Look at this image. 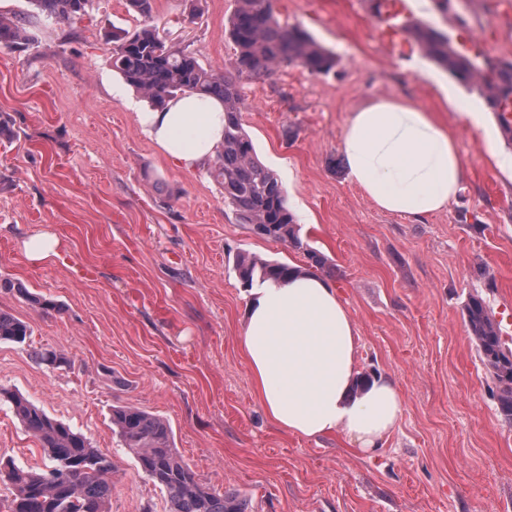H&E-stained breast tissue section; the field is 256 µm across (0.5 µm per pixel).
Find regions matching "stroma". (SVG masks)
<instances>
[{
    "label": "stroma",
    "instance_id": "stroma-1",
    "mask_svg": "<svg viewBox=\"0 0 512 512\" xmlns=\"http://www.w3.org/2000/svg\"><path fill=\"white\" fill-rule=\"evenodd\" d=\"M368 0H274L283 25L311 34L338 60L319 74L281 65L241 79L244 130L287 192L301 238L360 336V369L397 383L404 412L373 453L340 433L318 439L272 426L253 395L237 338L247 290L237 253L310 266L300 250L255 235L224 203L209 166L169 161L134 115L148 101L112 66V37L140 26L126 0H90L73 25L40 22L23 50L0 48V279L54 300L43 310L0 291V310L30 326L0 342V387L24 395L112 459L110 512H168L166 495L112 430L115 404L164 418L178 453L216 491L236 489L249 512H512V427L491 397L465 317L489 304L512 337L511 153L477 91L425 58L407 34L381 39ZM482 55L512 60V0H409ZM235 0H155L160 34L231 75ZM402 97L434 112L467 158L456 203L424 220L380 211L350 182L340 144L354 112ZM480 113L478 126L459 109ZM48 232L57 257L33 263L24 241ZM487 266L493 279L479 276ZM53 350L68 365L36 354ZM0 459L48 463L9 403H0Z\"/></svg>",
    "mask_w": 512,
    "mask_h": 512
}]
</instances>
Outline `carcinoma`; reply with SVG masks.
Wrapping results in <instances>:
<instances>
[{
	"label": "carcinoma",
	"mask_w": 512,
	"mask_h": 512,
	"mask_svg": "<svg viewBox=\"0 0 512 512\" xmlns=\"http://www.w3.org/2000/svg\"><path fill=\"white\" fill-rule=\"evenodd\" d=\"M127 7L143 20L133 33L112 36V66L126 84L159 109L186 92L224 101V144L210 167L213 180L224 189V204L239 223L248 224L259 236L303 250L319 267L317 251L300 237L285 191L273 172L256 156L253 142L241 123L244 101L240 78H264L283 64L298 63L316 73L336 66V57L307 32L281 25L274 16L273 0H236L228 34L237 56L238 79L204 67L193 52L159 36L154 25L153 0H126ZM37 15L74 24L87 13L89 0H32ZM30 20L0 15V47L29 44ZM423 54L464 86L476 90L496 112L506 136L512 124L501 112L512 103V61L504 62L470 54L453 45L450 36L429 23L406 28ZM234 267L244 287L254 278L282 277L285 263L271 262L247 252L236 254ZM0 288L16 292L45 309L50 300L29 292L11 280ZM466 321L482 363L495 383L491 396L501 420L512 426V348L507 346L500 324L475 295L465 305ZM30 327L0 310V341L23 343ZM26 432L41 445L50 466L35 471L6 463L0 470L11 485L10 512H109L112 496V459L93 447L80 432L48 415L22 394L0 388ZM112 426L122 446L134 456L140 470L167 494L168 512H248L247 499L237 492L210 490L178 454L173 431L162 418L133 405L112 406Z\"/></svg>",
	"instance_id": "obj_1"
}]
</instances>
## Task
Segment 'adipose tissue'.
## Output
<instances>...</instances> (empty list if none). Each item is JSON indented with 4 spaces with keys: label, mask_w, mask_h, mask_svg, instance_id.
Returning a JSON list of instances; mask_svg holds the SVG:
<instances>
[{
    "label": "adipose tissue",
    "mask_w": 512,
    "mask_h": 512,
    "mask_svg": "<svg viewBox=\"0 0 512 512\" xmlns=\"http://www.w3.org/2000/svg\"><path fill=\"white\" fill-rule=\"evenodd\" d=\"M160 152L191 170L224 142V105L190 94L136 113ZM341 150L350 181L384 212L421 220L456 201L466 158L453 130L416 104L381 97L348 120ZM238 339L254 396L282 431L318 438L343 433L364 453L380 447L403 415L393 378L360 381V337L335 288L298 269L256 281Z\"/></svg>",
    "instance_id": "1"
}]
</instances>
